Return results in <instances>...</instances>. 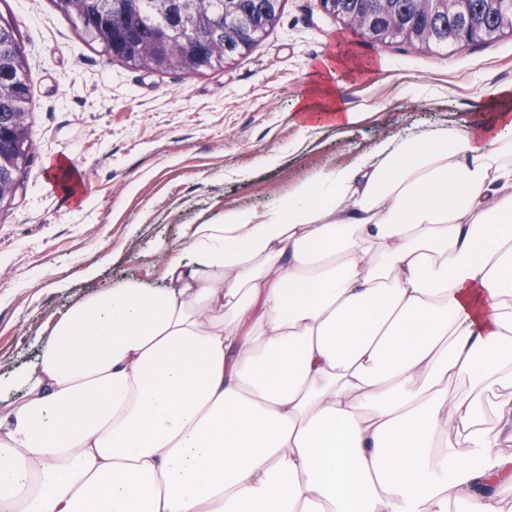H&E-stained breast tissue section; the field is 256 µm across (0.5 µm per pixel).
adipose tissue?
I'll return each mask as SVG.
<instances>
[{
    "mask_svg": "<svg viewBox=\"0 0 512 512\" xmlns=\"http://www.w3.org/2000/svg\"><path fill=\"white\" fill-rule=\"evenodd\" d=\"M191 225L0 378V512H512V87ZM300 101V134L369 112Z\"/></svg>",
    "mask_w": 512,
    "mask_h": 512,
    "instance_id": "1",
    "label": "adipose tissue"
}]
</instances>
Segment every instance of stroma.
<instances>
[{
    "label": "stroma",
    "instance_id": "1",
    "mask_svg": "<svg viewBox=\"0 0 512 512\" xmlns=\"http://www.w3.org/2000/svg\"><path fill=\"white\" fill-rule=\"evenodd\" d=\"M0 12L19 25L34 93L32 160L0 207L1 375L91 293L124 279L159 286L187 225L264 209L388 134L489 122L498 85L512 84L510 33L431 48L372 43L317 0H285L251 52L197 74L109 61L51 0H0ZM323 58L340 61L338 76L318 70ZM411 85L441 96H407ZM326 91L374 109L352 135L323 123L299 141L297 100Z\"/></svg>",
    "mask_w": 512,
    "mask_h": 512
}]
</instances>
